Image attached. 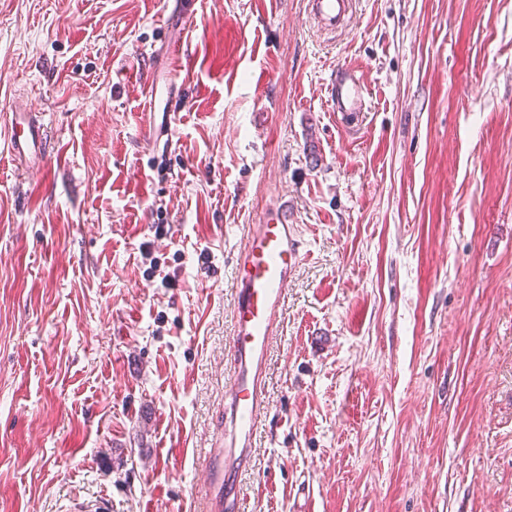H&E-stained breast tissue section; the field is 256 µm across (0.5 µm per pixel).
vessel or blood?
I'll list each match as a JSON object with an SVG mask.
<instances>
[{
	"mask_svg": "<svg viewBox=\"0 0 512 512\" xmlns=\"http://www.w3.org/2000/svg\"><path fill=\"white\" fill-rule=\"evenodd\" d=\"M311 12L330 30L349 17L351 0H308ZM146 81L151 103L142 126L143 137L159 152L172 145L169 105L176 96L174 74L149 72ZM333 111L356 115L368 111L367 87L358 71L338 65L331 78ZM14 157L20 175L30 188L42 186L43 177L59 158L52 147L50 127L31 105H11L7 129L0 133V151ZM297 225L286 210L267 214L252 225L235 262V331L231 349L235 361L224 408L234 431L228 447L209 460L206 471L213 490L206 499L207 512H240L237 485L231 478L246 462L257 423L265 411V375L271 336L277 327L285 286L301 256Z\"/></svg>",
	"mask_w": 512,
	"mask_h": 512,
	"instance_id": "obj_1",
	"label": "vessel or blood"
}]
</instances>
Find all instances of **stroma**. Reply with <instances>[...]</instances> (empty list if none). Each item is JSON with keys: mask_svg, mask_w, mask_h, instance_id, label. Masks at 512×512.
Masks as SVG:
<instances>
[{"mask_svg": "<svg viewBox=\"0 0 512 512\" xmlns=\"http://www.w3.org/2000/svg\"><path fill=\"white\" fill-rule=\"evenodd\" d=\"M0 0V121L65 155L39 199L0 159V512H203L224 447L235 257L302 241L236 481L243 512H512V0ZM177 75L172 147L140 128ZM362 72L370 109L334 112ZM311 12L316 15L324 27L330 30L341 26L349 17L350 0H308ZM331 104L334 112L357 115L368 112L367 87L364 79L351 65L336 67L331 78Z\"/></svg>", "mask_w": 512, "mask_h": 512, "instance_id": "1", "label": "stroma"}]
</instances>
